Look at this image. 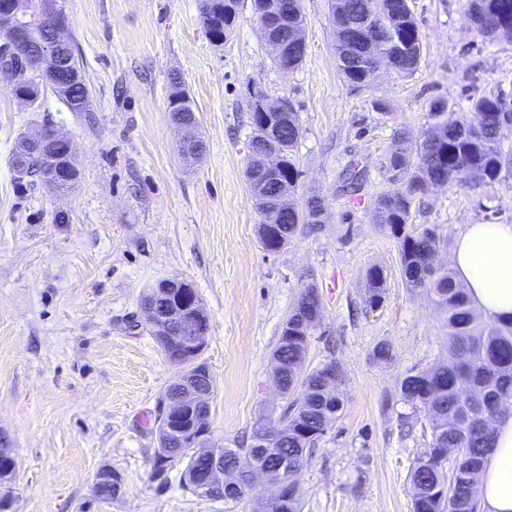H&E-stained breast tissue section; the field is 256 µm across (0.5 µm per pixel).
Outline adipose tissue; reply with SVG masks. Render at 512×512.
Returning a JSON list of instances; mask_svg holds the SVG:
<instances>
[{
	"label": "adipose tissue",
	"mask_w": 512,
	"mask_h": 512,
	"mask_svg": "<svg viewBox=\"0 0 512 512\" xmlns=\"http://www.w3.org/2000/svg\"><path fill=\"white\" fill-rule=\"evenodd\" d=\"M450 263L477 311L496 322L512 320L511 224L464 225ZM477 491L484 512H512V413L496 425Z\"/></svg>",
	"instance_id": "obj_1"
}]
</instances>
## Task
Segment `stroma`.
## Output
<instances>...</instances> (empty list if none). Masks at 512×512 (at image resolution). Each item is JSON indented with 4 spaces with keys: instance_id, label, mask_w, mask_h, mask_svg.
I'll list each match as a JSON object with an SVG mask.
<instances>
[{
    "instance_id": "obj_1",
    "label": "stroma",
    "mask_w": 512,
    "mask_h": 512,
    "mask_svg": "<svg viewBox=\"0 0 512 512\" xmlns=\"http://www.w3.org/2000/svg\"><path fill=\"white\" fill-rule=\"evenodd\" d=\"M422 39L416 71L381 72L352 89L338 70L329 0H301L302 64L282 73L244 6L222 45L206 33L200 0H58L81 62L93 124L52 91L19 101L0 75V445L17 462L11 512H260L264 482L239 503L184 491L182 465L155 476L153 420L176 375L144 324L141 292L162 278L193 282L209 333L200 359L215 379L211 438L231 443L260 413L279 416L271 354L303 286L316 283L323 321L306 357L344 373L340 418L297 480L302 512H412L411 470L430 438L398 384L448 353L437 307L405 287L398 241L372 220L391 184L380 162L403 127L420 136L437 99L472 116L485 96L512 99V39L479 35L466 0H410ZM179 74L208 152L178 154L168 112ZM285 96L298 115L297 203L320 196L321 230L276 254L246 180L251 97ZM66 131L79 176L65 191L21 181L11 165L22 133ZM498 178L482 187H431L407 229L436 226L449 243L466 224H512V129L501 138ZM365 178L341 192L351 160ZM442 248L438 265L449 263ZM384 270V301L363 308L365 274ZM388 342L394 358L372 359ZM412 429L403 431L401 418ZM117 496L94 491L101 469Z\"/></svg>"
}]
</instances>
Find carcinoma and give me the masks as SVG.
<instances>
[{"label": "carcinoma", "mask_w": 512, "mask_h": 512, "mask_svg": "<svg viewBox=\"0 0 512 512\" xmlns=\"http://www.w3.org/2000/svg\"><path fill=\"white\" fill-rule=\"evenodd\" d=\"M47 0H26L28 23L34 34H41V23ZM402 0H374L366 13L370 29L383 31L374 53L359 64H346L341 49H336V61L343 79L352 87L368 86V74L373 58L388 64L401 77L411 75L421 54L419 28L412 13L400 7ZM209 31L224 38L225 23L221 0H212ZM474 16L475 29L482 36L512 37V0H467ZM89 90L82 85L73 95L62 98L71 112L81 111L82 101ZM476 123L455 117L448 103L437 100L431 105L435 123L425 140L413 145L409 133L397 130L395 148L388 152L383 168L392 180L393 188L375 202V223L390 231L400 243L401 277L411 291L430 295L442 309L448 324V358L433 367L408 372L399 383L402 399L414 408L426 410L430 417L431 439L428 448L418 456L411 473L412 512H471L476 508L477 477L493 446L496 423L512 404V322L488 323L479 320L467 293L456 284L452 271L434 264L441 240L432 228L419 233L406 231L412 204L436 181L449 185H483L495 181L500 173L499 137L512 126V107L502 104L501 97H482L475 103ZM300 138L297 113L281 130V179L271 181L264 196L281 199L285 189L296 190L299 170L293 151ZM363 168L360 162L350 163L343 179V188L357 191ZM283 223L295 237L313 231L324 219L304 207L284 205ZM366 284L372 291V303L383 300V270L368 268ZM322 307L314 283L304 285L297 304L288 318L301 313L312 318ZM310 338L281 336L274 352L285 362L286 370L279 373L286 397L281 418L288 422V433L270 441L275 454L267 459L273 470L283 456L307 459L332 424L340 417L344 400L341 390L342 372L329 361L311 371L305 367ZM266 420L261 415L251 426V435L235 446H220L232 452L227 463L247 464L252 459L253 443L259 425ZM305 427L311 436L296 434ZM453 457L452 467L441 463V449ZM212 452L207 448H186L176 458L186 461L180 475L181 486L194 494L222 499L226 504L240 501L228 498L224 488L209 487L205 482L206 461ZM302 502L297 485H292L288 503L267 505V512H301Z\"/></svg>", "instance_id": "cac0c4a2"}]
</instances>
